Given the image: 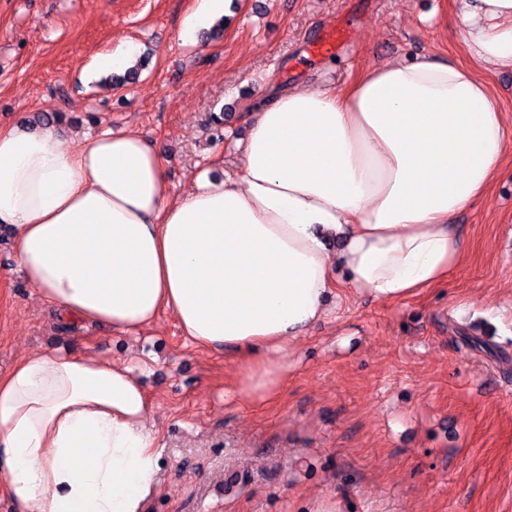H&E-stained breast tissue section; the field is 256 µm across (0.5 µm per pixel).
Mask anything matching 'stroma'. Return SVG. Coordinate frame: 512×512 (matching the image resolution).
Listing matches in <instances>:
<instances>
[{
	"label": "stroma",
	"instance_id": "obj_1",
	"mask_svg": "<svg viewBox=\"0 0 512 512\" xmlns=\"http://www.w3.org/2000/svg\"><path fill=\"white\" fill-rule=\"evenodd\" d=\"M194 0H0V123L61 114L79 146L137 130L173 192L200 171L234 175L262 86L343 87L364 70L433 55L492 90L512 142V70L473 58L456 0H230L221 39H181ZM346 26L341 54L310 39ZM133 41L141 65L116 86L97 55ZM224 112L222 135L212 113ZM464 258L448 282L398 302L344 291L295 348L278 398L242 404L233 363L191 345L170 314L135 336L61 330L0 231V373L28 350L135 366L156 410L161 487L146 512H512V152L486 197L452 219ZM486 349L466 348L463 334Z\"/></svg>",
	"mask_w": 512,
	"mask_h": 512
}]
</instances>
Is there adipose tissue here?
Wrapping results in <instances>:
<instances>
[{
	"mask_svg": "<svg viewBox=\"0 0 512 512\" xmlns=\"http://www.w3.org/2000/svg\"><path fill=\"white\" fill-rule=\"evenodd\" d=\"M456 20L475 59L512 69V0H459ZM236 149V176L175 195L137 131L72 148L53 122L0 125V227L64 325L135 334L169 311L232 356L248 403L280 394L338 284L395 302L445 283L462 257L450 219L507 154L489 85L427 55L340 89L268 84ZM152 414L126 363L23 353L0 374V486L19 512H145Z\"/></svg>",
	"mask_w": 512,
	"mask_h": 512,
	"instance_id": "ef3b65f1",
	"label": "adipose tissue"
}]
</instances>
